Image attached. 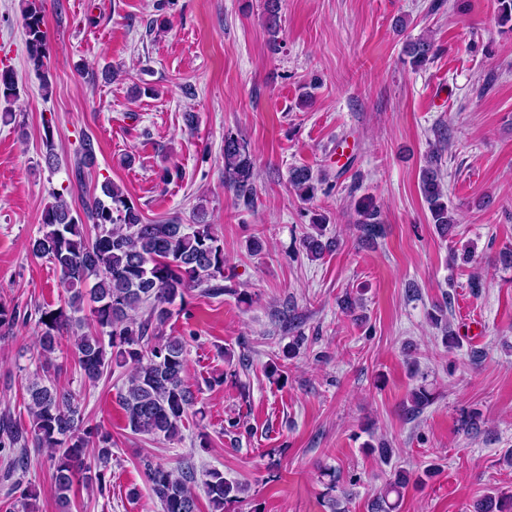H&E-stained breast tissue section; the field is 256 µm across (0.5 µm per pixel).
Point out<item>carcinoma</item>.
Wrapping results in <instances>:
<instances>
[{"mask_svg": "<svg viewBox=\"0 0 512 512\" xmlns=\"http://www.w3.org/2000/svg\"><path fill=\"white\" fill-rule=\"evenodd\" d=\"M43 2L22 0L28 62L39 74L47 69L49 58ZM436 53L434 42L424 35L403 48L406 62L415 69L425 67ZM96 162L93 141L86 137L72 167L77 186H84L86 170ZM325 182L307 167L288 171V186L305 200L313 199ZM254 184L249 142L233 132L224 134V185L250 204ZM100 190L99 195H85L80 214L61 194H52L53 202L42 212L40 235L29 242L33 256L47 259L60 270L68 293L63 305L40 311L36 357L44 364L57 353L72 358L90 386L112 366H130L120 393L127 427L135 434L173 440L182 436L196 397L184 377L186 343L180 336L163 335V328L175 313L184 311L190 290L200 288L209 296L224 293V243L203 218L194 224L173 218L149 222L112 181L101 183ZM420 191L432 223L441 236H448L455 219L436 152L421 170ZM357 214L365 236H373L380 223L379 211L363 204ZM324 221L323 217L312 220L313 231L300 240L310 258L319 259L335 247L323 231ZM18 320L17 309L0 302V334L10 332ZM26 393L29 425L0 417V451L7 452L12 472H26L30 449H44L49 453L60 508H69V493L77 478L86 488L102 492L112 460V435L84 422L80 395L74 392L36 375L26 385ZM432 401L433 393L418 386L410 394L406 411L416 416ZM92 441L96 448L90 463L86 449ZM144 470L161 512H198L199 487L212 512H224V505L244 491L241 484L225 479L223 472L199 473L190 461L177 468L147 461ZM405 483L401 471L372 504L374 512H393L396 504L389 495L400 493ZM473 509L512 512V492L486 494L474 502Z\"/></svg>", "mask_w": 512, "mask_h": 512, "instance_id": "obj_1", "label": "carcinoma"}]
</instances>
